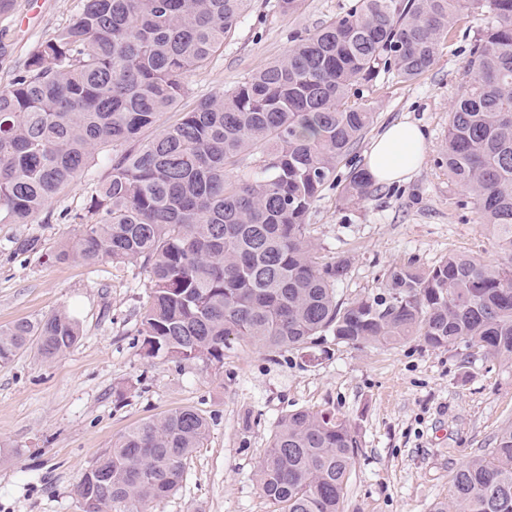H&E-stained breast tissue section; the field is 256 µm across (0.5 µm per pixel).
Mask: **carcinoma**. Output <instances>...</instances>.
<instances>
[{
	"label": "carcinoma",
	"instance_id": "cac0c4a2",
	"mask_svg": "<svg viewBox=\"0 0 512 512\" xmlns=\"http://www.w3.org/2000/svg\"><path fill=\"white\" fill-rule=\"evenodd\" d=\"M251 0H85L0 91V222L27 224L94 156L134 141L185 93ZM487 26L470 48L437 165L474 199L500 254L393 264L378 290L343 299L347 258L318 256L308 220L323 192L355 203L370 174L337 169L374 122L360 87L413 83L439 58L463 13ZM82 230L59 262L149 265L141 317L149 357L224 361L231 339L273 352L330 342L355 348L418 339L464 343L512 363V0H354L290 36L283 56L112 156ZM80 336L67 313L0 327V365L30 348L52 360ZM191 408L142 421L84 472V512H142L178 491L208 435ZM360 441L350 420L282 417L255 476L278 512H341ZM432 512H512V422L489 455L451 477Z\"/></svg>",
	"mask_w": 512,
	"mask_h": 512
}]
</instances>
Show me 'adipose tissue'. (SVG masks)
<instances>
[{
  "instance_id": "adipose-tissue-1",
  "label": "adipose tissue",
  "mask_w": 512,
  "mask_h": 512,
  "mask_svg": "<svg viewBox=\"0 0 512 512\" xmlns=\"http://www.w3.org/2000/svg\"><path fill=\"white\" fill-rule=\"evenodd\" d=\"M424 150V134L416 123H394L374 140L368 154V169L380 182L403 180L420 167Z\"/></svg>"
}]
</instances>
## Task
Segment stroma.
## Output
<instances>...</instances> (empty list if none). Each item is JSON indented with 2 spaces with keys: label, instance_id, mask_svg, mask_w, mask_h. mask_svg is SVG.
I'll list each match as a JSON object with an SVG mask.
<instances>
[{
  "label": "stroma",
  "instance_id": "obj_1",
  "mask_svg": "<svg viewBox=\"0 0 512 512\" xmlns=\"http://www.w3.org/2000/svg\"><path fill=\"white\" fill-rule=\"evenodd\" d=\"M350 2L304 0L300 13L284 16L266 0H252L223 48L187 75L175 110L161 114L141 140L283 55L291 31L319 25ZM82 7L83 0H12L10 11L0 13V90ZM485 26L481 12L469 13L423 77L399 84L383 75L370 92L375 119L355 150L356 164L366 167L376 135L405 119L423 129L426 149L407 180L374 183L352 204L326 190L311 213L320 256L351 261L337 286L341 296L376 292L395 263L427 268L451 253L496 258L498 244L483 232L476 205L463 204L436 164L469 49ZM111 157L96 156L31 223L0 222V326L60 312L80 326L79 340L55 360L31 349L0 365V512H81L75 486L113 439L183 407L207 418L208 437L193 452L180 491L147 512H275L255 471L276 423L297 409L331 411L357 429L361 446L343 512H429L448 499L452 469L494 447L512 420V367L474 348L433 349L412 340L271 354L234 339L220 364L146 356L139 330L148 275L141 263L51 257L79 233L88 197L112 171ZM31 238L37 250L16 251L17 241Z\"/></svg>",
  "mask_w": 512,
  "mask_h": 512
}]
</instances>
